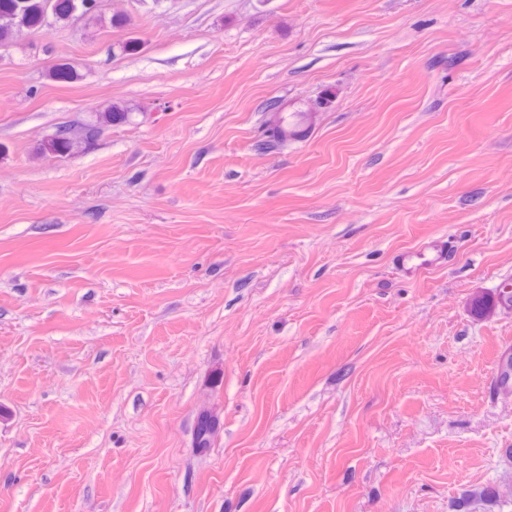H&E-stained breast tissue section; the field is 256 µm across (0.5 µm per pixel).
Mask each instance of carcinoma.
Instances as JSON below:
<instances>
[{
    "label": "carcinoma",
    "instance_id": "carcinoma-1",
    "mask_svg": "<svg viewBox=\"0 0 512 512\" xmlns=\"http://www.w3.org/2000/svg\"><path fill=\"white\" fill-rule=\"evenodd\" d=\"M98 0H0V51L8 48L24 33L35 34L47 30L56 23L66 21L75 14L93 15ZM129 112L119 105H113L96 116L95 121L86 124L85 140L91 141L106 125L127 122ZM283 116L274 115L266 125L265 133L272 144L288 142ZM81 145L70 135V128L61 126L56 133L41 144L40 153L49 157H61ZM218 431V419L210 411L199 412L195 435L196 447L211 448Z\"/></svg>",
    "mask_w": 512,
    "mask_h": 512
}]
</instances>
